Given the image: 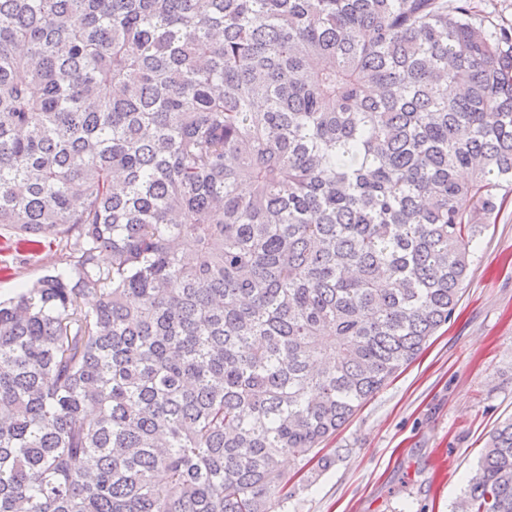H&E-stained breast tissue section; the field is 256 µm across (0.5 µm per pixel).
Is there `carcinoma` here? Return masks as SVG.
Instances as JSON below:
<instances>
[{"label":"carcinoma","instance_id":"1","mask_svg":"<svg viewBox=\"0 0 512 512\" xmlns=\"http://www.w3.org/2000/svg\"><path fill=\"white\" fill-rule=\"evenodd\" d=\"M504 183L512 29L471 0H0V228L76 254L0 302V512H275ZM459 507L512 512V420Z\"/></svg>","mask_w":512,"mask_h":512}]
</instances>
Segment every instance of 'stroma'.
Masks as SVG:
<instances>
[{
  "instance_id": "stroma-1",
  "label": "stroma",
  "mask_w": 512,
  "mask_h": 512,
  "mask_svg": "<svg viewBox=\"0 0 512 512\" xmlns=\"http://www.w3.org/2000/svg\"><path fill=\"white\" fill-rule=\"evenodd\" d=\"M474 241L475 263L448 325L324 444L325 469L284 458L279 512H455L490 432L512 417V185ZM0 229V299L72 271L71 252L32 251Z\"/></svg>"
}]
</instances>
